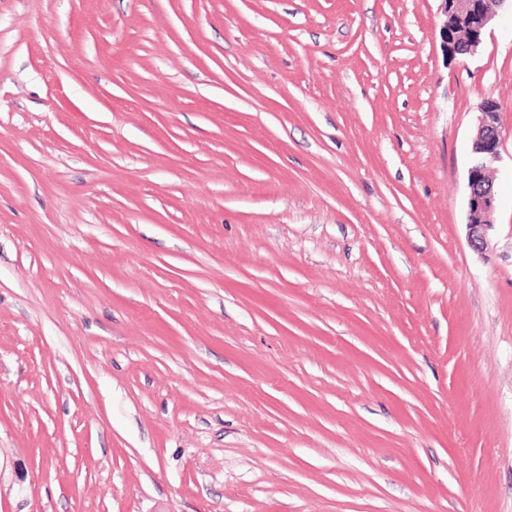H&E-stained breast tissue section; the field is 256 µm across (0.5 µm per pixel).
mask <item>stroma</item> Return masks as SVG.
I'll list each match as a JSON object with an SVG mask.
<instances>
[{
	"instance_id": "35a3bbf8",
	"label": "stroma",
	"mask_w": 512,
	"mask_h": 512,
	"mask_svg": "<svg viewBox=\"0 0 512 512\" xmlns=\"http://www.w3.org/2000/svg\"><path fill=\"white\" fill-rule=\"evenodd\" d=\"M495 12L0 0V512H512ZM440 1L441 12L447 18L441 29L443 51L447 58L477 51L493 20L492 12L484 4L485 0ZM460 29L465 35L453 33L454 30ZM448 33L452 34L451 39ZM477 116L471 145L472 161L468 169V240L477 251L484 248L492 216L498 207V196L490 171L500 159L502 112L498 103L486 99Z\"/></svg>"
}]
</instances>
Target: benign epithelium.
Wrapping results in <instances>:
<instances>
[{
	"mask_svg": "<svg viewBox=\"0 0 512 512\" xmlns=\"http://www.w3.org/2000/svg\"><path fill=\"white\" fill-rule=\"evenodd\" d=\"M446 22L441 29L445 55L472 54L481 45L493 14L480 0H441ZM502 112L493 99L485 100L477 116L468 169V240L477 251L484 248L498 196L490 171L500 159Z\"/></svg>",
	"mask_w": 512,
	"mask_h": 512,
	"instance_id": "benign-epithelium-1",
	"label": "benign epithelium"
}]
</instances>
